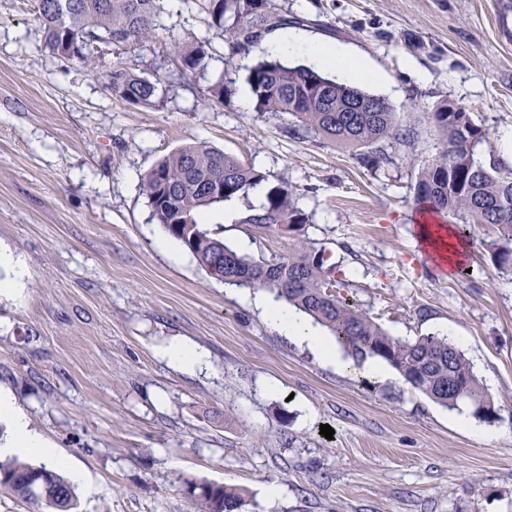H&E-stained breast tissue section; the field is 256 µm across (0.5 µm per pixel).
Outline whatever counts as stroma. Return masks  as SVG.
Returning <instances> with one entry per match:
<instances>
[{"label":"stroma","mask_w":512,"mask_h":512,"mask_svg":"<svg viewBox=\"0 0 512 512\" xmlns=\"http://www.w3.org/2000/svg\"><path fill=\"white\" fill-rule=\"evenodd\" d=\"M274 2L375 72L364 89L413 133L386 143L388 164L364 168L355 149L256 111L258 51H230L183 0L95 69L45 49L34 0H0V249L24 270L0 297V390L63 475L81 473L78 512H189L184 478L243 488L241 512H512V276L486 224L465 234L469 276L431 262L415 199L443 148L431 114L444 100L488 128L480 159L512 168V0ZM201 41L220 58L179 72L174 44ZM116 64L158 79L154 105L112 94ZM199 143L287 181L309 217L287 233L249 224L247 197L229 223L209 208L213 232L256 258L311 242L338 295L393 338L458 344L495 420L462 426L399 373L336 368L207 275L143 190L158 161ZM173 345L205 364L174 367Z\"/></svg>","instance_id":"35a3bbf8"}]
</instances>
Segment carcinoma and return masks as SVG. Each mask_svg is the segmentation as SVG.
I'll list each match as a JSON object with an SVG mask.
<instances>
[{
  "mask_svg": "<svg viewBox=\"0 0 512 512\" xmlns=\"http://www.w3.org/2000/svg\"><path fill=\"white\" fill-rule=\"evenodd\" d=\"M163 0H35L44 45L56 56L87 66L97 61L92 43L104 35L112 44L136 46L156 30ZM207 15L228 47L256 49L260 57L249 74L258 112L288 114L299 127L338 141L358 154L360 163L377 167L387 159L383 143L408 140L386 99L365 94L369 103L358 112L345 111L351 84L339 83L322 70L288 66L262 47L266 35L288 25L272 0H182ZM182 69L203 67L210 58L206 42L176 46ZM112 91L143 106L154 104L158 81L125 67L110 72ZM443 151L418 173L416 198L434 212L454 216L457 228L489 224L497 231L492 243L496 266L512 273V170L485 165L476 146L487 130L469 112H450L448 102L432 112ZM267 181V175L223 151L199 144L179 148L150 169L143 182L153 215L166 231L193 255L208 274L224 269L222 281L238 288H266L328 329L347 355L357 362L380 358L394 367L414 390L454 410L462 405L483 420L495 417L493 400L484 391L464 353L444 337L420 336L401 341L389 336L364 312L336 295L324 258L312 245L300 244L286 256L254 259L238 253L200 222L203 211L238 197ZM224 184V197L212 198L210 187ZM308 217L295 206L286 181L269 188L265 202L243 223L272 227L305 224ZM43 478L49 494L65 500V512H75L73 486L56 470L17 458L0 461V487L17 498L42 506L37 480ZM190 512H241L243 489L219 483L184 481Z\"/></svg>",
  "mask_w": 512,
  "mask_h": 512,
  "instance_id": "obj_1",
  "label": "carcinoma"
}]
</instances>
